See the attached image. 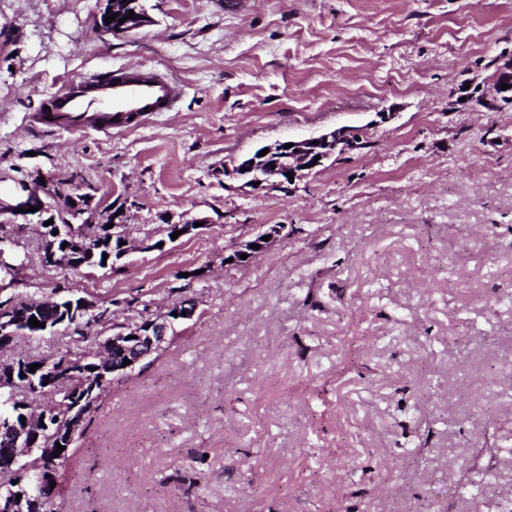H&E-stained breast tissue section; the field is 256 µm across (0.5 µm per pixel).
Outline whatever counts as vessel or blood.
I'll list each match as a JSON object with an SVG mask.
<instances>
[{
    "mask_svg": "<svg viewBox=\"0 0 512 512\" xmlns=\"http://www.w3.org/2000/svg\"><path fill=\"white\" fill-rule=\"evenodd\" d=\"M181 95V86L158 71L131 65L63 83L50 93L37 120L77 135L127 131L172 111Z\"/></svg>",
    "mask_w": 512,
    "mask_h": 512,
    "instance_id": "obj_1",
    "label": "vessel or blood"
}]
</instances>
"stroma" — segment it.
Masks as SVG:
<instances>
[{"label":"stroma","instance_id":"obj_1","mask_svg":"<svg viewBox=\"0 0 512 512\" xmlns=\"http://www.w3.org/2000/svg\"><path fill=\"white\" fill-rule=\"evenodd\" d=\"M102 0L0 12V200L79 176L127 213L116 269L46 268L35 217L18 292L120 297V322L192 320L115 382L60 512H502L512 499V105L461 98L512 51V0ZM146 65L175 111L106 136L34 124L82 75ZM342 127L362 149L254 190L224 164ZM206 228L176 242L165 226ZM249 265L224 255L261 225ZM202 269L201 277L183 271ZM104 7L100 10L96 19L97 29L104 35H129L137 32L146 26L150 20L140 3V0H104ZM111 9V12H108ZM134 11L135 18H129L124 23H120V19ZM117 14V17L110 23L106 24L104 17ZM285 227L282 225H271L266 228L262 227L259 228L257 233L248 240H241L236 243L233 252L229 255H224V262L226 260L233 258V261L229 264H235L237 263V258L235 257L234 253L239 254H247V262L250 261L255 255L258 253L263 252L267 249V247L278 237H280L284 231ZM264 236H270L269 241H264ZM254 240L256 242L254 243ZM252 244L260 245L259 249L251 248Z\"/></svg>","mask_w":512,"mask_h":512}]
</instances>
